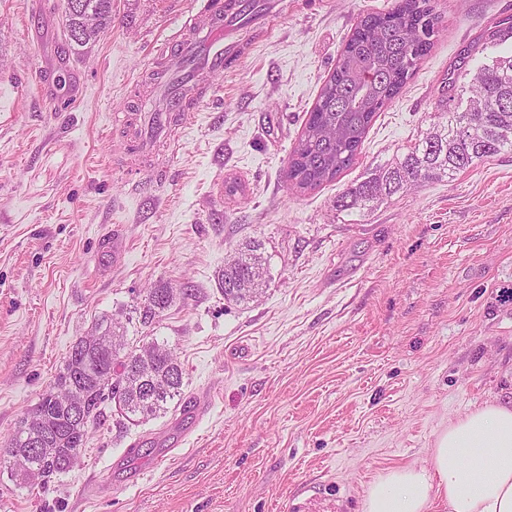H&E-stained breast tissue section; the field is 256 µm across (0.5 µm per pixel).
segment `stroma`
Instances as JSON below:
<instances>
[{"label":"stroma","mask_w":512,"mask_h":512,"mask_svg":"<svg viewBox=\"0 0 512 512\" xmlns=\"http://www.w3.org/2000/svg\"><path fill=\"white\" fill-rule=\"evenodd\" d=\"M394 2L281 0L161 148L157 182L128 174L114 118L143 101L183 14L220 0H114L110 29L76 53L65 0H0V443L72 344L160 281L180 299L127 334L175 347L186 400L208 407L121 437L102 422L44 488L0 462V512H359L373 478L424 460L449 419L512 398V151L365 213L337 206L422 138L460 54L461 89L498 54L477 38L512 0H432L441 33L354 164L287 187L342 46ZM249 239L268 278L235 304L216 275Z\"/></svg>","instance_id":"35a3bbf8"}]
</instances>
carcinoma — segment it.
I'll use <instances>...</instances> for the list:
<instances>
[{
  "instance_id": "1",
  "label": "carcinoma",
  "mask_w": 512,
  "mask_h": 512,
  "mask_svg": "<svg viewBox=\"0 0 512 512\" xmlns=\"http://www.w3.org/2000/svg\"><path fill=\"white\" fill-rule=\"evenodd\" d=\"M66 10L69 49L95 42L112 25V0H77ZM440 28L431 0H397L386 12L364 16L345 43L336 66L323 82L317 100L290 153L289 184L303 191L336 180L360 154L378 114L415 77L434 46ZM512 24L499 21L484 36L503 43ZM459 59L442 87L443 107L434 113L433 131L401 158L370 178L346 188L339 200L345 209L370 210L378 202L424 180L448 177L476 161L512 151V49L481 66L472 78L464 110L455 100V73L466 69ZM261 244L250 241L224 264L217 285L224 299L245 303L265 283ZM176 295L161 282L148 289L134 308L135 322L147 328L167 311ZM127 327L101 318L94 334L79 337L53 383L14 429L4 455L16 476L26 481L38 474L47 485L69 469L71 458L86 446L91 430L112 410L117 436L130 427L157 419L184 397V372L174 349L150 337H128ZM46 438L53 456H32L31 440Z\"/></svg>"
}]
</instances>
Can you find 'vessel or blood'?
Returning <instances> with one entry per match:
<instances>
[{
    "instance_id": "obj_1",
    "label": "vessel or blood",
    "mask_w": 512,
    "mask_h": 512,
    "mask_svg": "<svg viewBox=\"0 0 512 512\" xmlns=\"http://www.w3.org/2000/svg\"><path fill=\"white\" fill-rule=\"evenodd\" d=\"M250 8V0H224L221 12L184 21V33L176 35L168 47L154 79L153 103L132 125L129 163H136L139 154L157 141L171 139L172 119L187 112V90L200 76L223 72L225 60L238 48L240 24Z\"/></svg>"
}]
</instances>
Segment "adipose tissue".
<instances>
[{
  "mask_svg": "<svg viewBox=\"0 0 512 512\" xmlns=\"http://www.w3.org/2000/svg\"><path fill=\"white\" fill-rule=\"evenodd\" d=\"M361 512H512V400L450 419L423 462L374 478Z\"/></svg>",
  "mask_w": 512,
  "mask_h": 512,
  "instance_id": "obj_1",
  "label": "adipose tissue"
}]
</instances>
